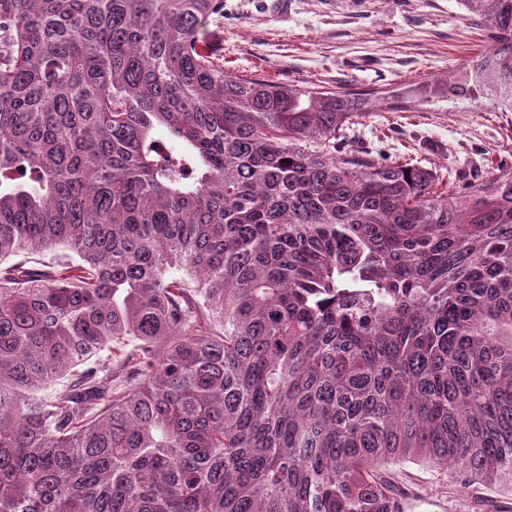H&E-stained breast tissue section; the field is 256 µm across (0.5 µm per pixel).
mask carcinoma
<instances>
[{"mask_svg":"<svg viewBox=\"0 0 512 512\" xmlns=\"http://www.w3.org/2000/svg\"><path fill=\"white\" fill-rule=\"evenodd\" d=\"M448 79L512 111V0ZM224 0H0V512L512 491V166L434 194L356 93L224 74ZM386 473L405 512H512V492L456 483L443 469L404 462L389 464Z\"/></svg>","mask_w":512,"mask_h":512,"instance_id":"obj_1","label":"carcinoma"}]
</instances>
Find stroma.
<instances>
[{"label":"stroma","mask_w":512,"mask_h":512,"mask_svg":"<svg viewBox=\"0 0 512 512\" xmlns=\"http://www.w3.org/2000/svg\"><path fill=\"white\" fill-rule=\"evenodd\" d=\"M269 2L224 0L209 33L225 74L363 93L369 110L347 147L432 169L442 194L512 165V112L489 97L421 93L490 46L458 0H288L283 13ZM386 473L405 512H512V492L442 469L404 462Z\"/></svg>","instance_id":"35a3bbf8"}]
</instances>
